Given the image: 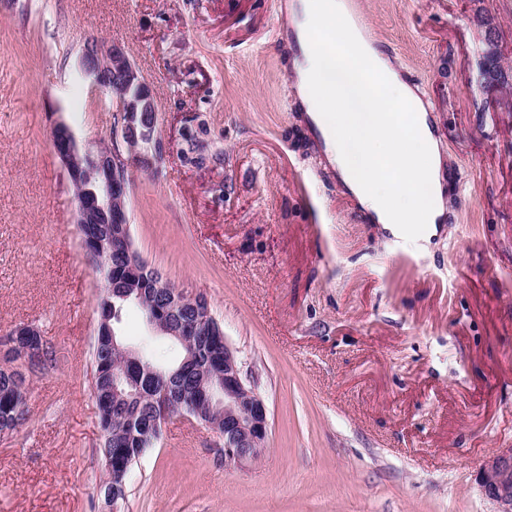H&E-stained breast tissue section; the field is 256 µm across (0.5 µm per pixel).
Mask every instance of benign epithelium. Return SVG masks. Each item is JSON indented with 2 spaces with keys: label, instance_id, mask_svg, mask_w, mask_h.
I'll list each match as a JSON object with an SVG mask.
<instances>
[{
  "label": "benign epithelium",
  "instance_id": "7a95c632",
  "mask_svg": "<svg viewBox=\"0 0 512 512\" xmlns=\"http://www.w3.org/2000/svg\"><path fill=\"white\" fill-rule=\"evenodd\" d=\"M486 52L499 40V29L489 16L480 20ZM80 77L90 82L91 91L113 104L112 144H80L73 130L62 133L64 121L54 123L51 137L56 157L76 191L74 218L77 224L99 220L119 225L118 239L128 232V173L135 158H163L164 142L155 134L157 106L151 88L124 48L91 41L78 60ZM215 403L224 408V419L233 428L224 429V448H234L240 436L248 446L235 455L224 454L230 465L242 467L257 461L269 432L267 406L244 370L236 351L224 343V384L215 389ZM480 487L497 505L495 512H512V448L494 454L483 466Z\"/></svg>",
  "mask_w": 512,
  "mask_h": 512
}]
</instances>
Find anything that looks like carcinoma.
I'll return each instance as SVG.
<instances>
[{
  "label": "carcinoma",
  "instance_id": "obj_1",
  "mask_svg": "<svg viewBox=\"0 0 512 512\" xmlns=\"http://www.w3.org/2000/svg\"><path fill=\"white\" fill-rule=\"evenodd\" d=\"M111 224H80V237L92 245L104 242L93 254V265L103 275L104 285L97 299L99 325L92 352V394L105 478L99 486L105 503L126 498L133 464L159 439L162 422L189 408L200 422L224 432V415L210 406L209 379L224 366V340L205 334L188 337L194 358L165 369L164 377L125 365L124 381L134 387L136 396L124 400L114 392V371L122 360L121 349L128 346L119 333L122 312L133 304L145 319L169 326L192 325L199 319L220 328L205 297L193 304L172 307L175 286L158 270L149 269L135 277L130 267L137 262V251L126 244H112ZM20 351L0 356V432L16 430L26 412L27 386L22 374Z\"/></svg>",
  "mask_w": 512,
  "mask_h": 512
}]
</instances>
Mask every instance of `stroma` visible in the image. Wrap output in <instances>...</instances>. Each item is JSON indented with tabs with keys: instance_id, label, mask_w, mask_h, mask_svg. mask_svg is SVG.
<instances>
[{
	"instance_id": "35a3bbf8",
	"label": "stroma",
	"mask_w": 512,
	"mask_h": 512,
	"mask_svg": "<svg viewBox=\"0 0 512 512\" xmlns=\"http://www.w3.org/2000/svg\"><path fill=\"white\" fill-rule=\"evenodd\" d=\"M427 102L446 214L398 242L308 125L276 49L278 0H0V336L53 345L0 436V512H105L91 346L102 280L74 222L55 121L112 111L76 85L87 42L123 46L157 103L158 168L132 171L145 263L206 296L269 412L267 450L172 419L121 512H493L478 478L512 442V112L493 111L481 15L512 68V0H364Z\"/></svg>"
}]
</instances>
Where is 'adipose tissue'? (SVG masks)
Returning <instances> with one entry per match:
<instances>
[{"instance_id":"1","label":"adipose tissue","mask_w":512,"mask_h":512,"mask_svg":"<svg viewBox=\"0 0 512 512\" xmlns=\"http://www.w3.org/2000/svg\"><path fill=\"white\" fill-rule=\"evenodd\" d=\"M294 34L303 108L345 185L379 223H441V156L393 59L363 36L345 0H302Z\"/></svg>"}]
</instances>
